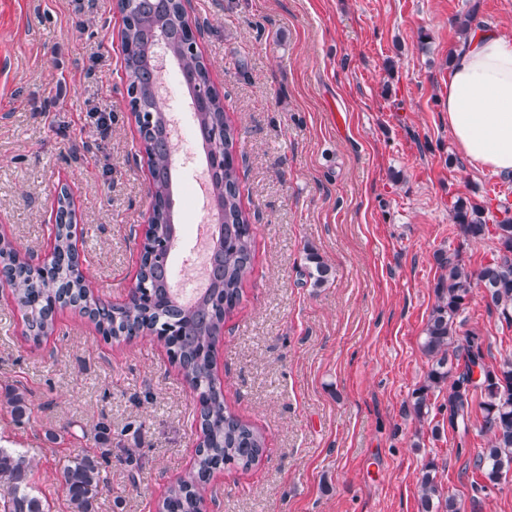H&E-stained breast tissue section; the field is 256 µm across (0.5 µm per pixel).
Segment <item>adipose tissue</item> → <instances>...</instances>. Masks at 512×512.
<instances>
[{"instance_id": "adipose-tissue-1", "label": "adipose tissue", "mask_w": 512, "mask_h": 512, "mask_svg": "<svg viewBox=\"0 0 512 512\" xmlns=\"http://www.w3.org/2000/svg\"><path fill=\"white\" fill-rule=\"evenodd\" d=\"M448 129L476 170L512 172V38L493 28L470 36L448 73Z\"/></svg>"}]
</instances>
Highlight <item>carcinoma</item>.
<instances>
[{
    "label": "carcinoma",
    "instance_id": "obj_1",
    "mask_svg": "<svg viewBox=\"0 0 512 512\" xmlns=\"http://www.w3.org/2000/svg\"><path fill=\"white\" fill-rule=\"evenodd\" d=\"M172 0H130L129 23L125 25V45L139 44V50L124 53V70L131 109L155 113L153 126L144 141L153 154L156 192L170 194V158L165 147V110L159 100L150 97L151 72L155 39L165 35L172 50L179 55L177 69L186 76L203 70L199 55L182 52L180 34L175 31L178 18L171 13ZM480 2L475 0L459 21V33L467 36L481 27L477 21ZM194 123L202 141L209 140L216 129L224 128V152L235 153L237 131L224 112V102L217 99L214 108L194 109ZM216 200L224 208V243L217 246L212 281L194 303L184 305L171 299L164 270L153 271L143 265L139 274L146 277L145 288L131 294L121 308L96 295L71 276L67 225L59 224L56 239L61 259L47 275L13 260L9 241L0 242V276L9 284L21 280L28 288L15 289L17 304L30 309L35 331L31 339L38 343L52 334L55 322L43 314L38 297L46 286L66 288L67 297L81 301L83 309L100 317L98 327L110 339L127 341L134 334L150 329L163 337L178 360L180 372L190 389L200 399L199 426L201 439L198 464L176 483L157 504V512H206L205 486L217 469H247L255 464L265 448V439L253 427L230 412L224 402V391L214 375V348L222 339L224 320L240 304L242 287L253 269L254 240L248 214L240 201V171L234 165L224 167V176L215 185ZM452 223L467 240L495 243L492 259L472 269L456 251L437 250L434 259L442 274L434 285L436 297L423 330L421 348L429 368L423 384L413 392L411 406L415 419L423 422L431 410L430 394L446 389L448 429L465 445L473 405L481 412L480 433L488 437V446L474 460L476 479L481 488L496 486L502 476L512 470V360L497 365L486 362L485 338L472 331L457 339L455 319L474 292L481 293L485 305L512 324V212L488 217L490 204L473 205L457 199L450 208ZM307 276L312 286L323 287L330 267L321 256L310 250L306 254ZM11 413L22 418L27 411L25 393L6 392ZM108 454L97 457L78 455L64 465L61 487L70 512H95L97 498L108 490L103 477ZM34 457L21 448L0 446V484L8 485L10 497L3 512H50V504L35 493L31 484ZM442 487L434 463L426 466L420 480V512H436V501Z\"/></svg>",
    "mask_w": 512,
    "mask_h": 512
}]
</instances>
